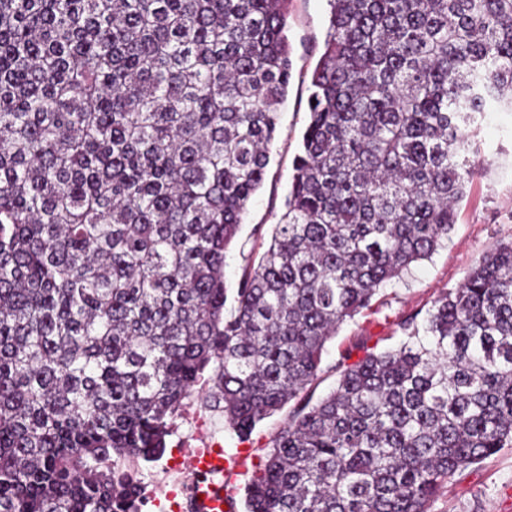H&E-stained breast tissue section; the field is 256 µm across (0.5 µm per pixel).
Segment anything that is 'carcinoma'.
I'll list each match as a JSON object with an SVG mask.
<instances>
[{
    "label": "carcinoma",
    "instance_id": "cac0c4a2",
    "mask_svg": "<svg viewBox=\"0 0 512 512\" xmlns=\"http://www.w3.org/2000/svg\"><path fill=\"white\" fill-rule=\"evenodd\" d=\"M329 2L286 209L226 315L288 0H0V512H140L117 461L159 460L197 390L241 438L295 402L246 512H429L512 447V241L307 393L456 224L478 120L512 112V0Z\"/></svg>",
    "mask_w": 512,
    "mask_h": 512
}]
</instances>
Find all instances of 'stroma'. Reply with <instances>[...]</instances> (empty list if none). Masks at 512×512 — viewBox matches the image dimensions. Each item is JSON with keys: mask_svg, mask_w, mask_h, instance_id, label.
I'll return each instance as SVG.
<instances>
[{"mask_svg": "<svg viewBox=\"0 0 512 512\" xmlns=\"http://www.w3.org/2000/svg\"><path fill=\"white\" fill-rule=\"evenodd\" d=\"M328 0H292L288 44L292 78L281 108L280 124L270 146V163L263 186L252 199L224 266L228 291L256 264L267 248L274 224L285 210L291 188L293 161L301 152L309 114L310 75L323 49L329 26ZM481 171L461 204L447 242L402 278L384 283L368 309L344 323L327 343L322 371L308 394L319 400L336 385L337 366L344 356L363 357L370 348H394L405 341L402 321L424 318L434 299L457 288L494 242L512 240V112H498L478 130ZM288 418L287 412L265 419L248 440H240L224 425V415L192 395L174 420L163 458L139 463L136 477L143 488L142 512H168V492L179 478L181 463L195 448L224 452V482L234 496L266 454L270 441ZM429 512H512V447L455 475L431 502Z\"/></svg>", "mask_w": 512, "mask_h": 512, "instance_id": "35a3bbf8", "label": "stroma"}]
</instances>
